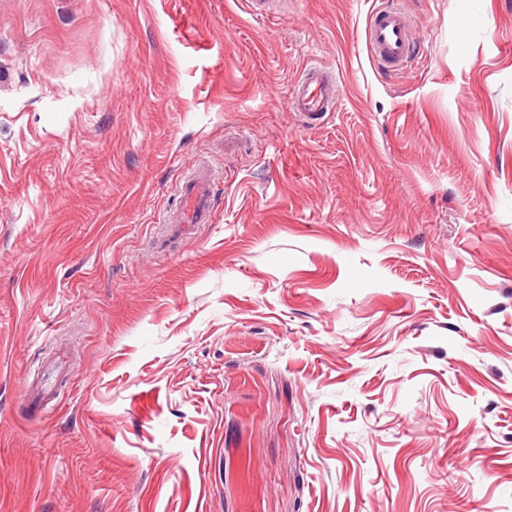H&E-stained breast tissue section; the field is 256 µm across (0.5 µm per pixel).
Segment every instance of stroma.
<instances>
[{
	"instance_id": "obj_1",
	"label": "stroma",
	"mask_w": 512,
	"mask_h": 512,
	"mask_svg": "<svg viewBox=\"0 0 512 512\" xmlns=\"http://www.w3.org/2000/svg\"><path fill=\"white\" fill-rule=\"evenodd\" d=\"M380 2L0 0V512H512V0ZM366 41L370 55L391 68L408 62L414 47L409 19L392 6L372 14L366 26ZM336 83L331 81L321 67H315L308 77L298 84L290 98L295 112L304 117L318 116L328 112L336 100ZM212 212V182L206 171H199L188 178L180 187V206L169 216L173 233H186L195 224H205Z\"/></svg>"
}]
</instances>
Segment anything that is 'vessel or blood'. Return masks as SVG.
<instances>
[{
  "label": "vessel or blood",
  "instance_id": "1",
  "mask_svg": "<svg viewBox=\"0 0 512 512\" xmlns=\"http://www.w3.org/2000/svg\"><path fill=\"white\" fill-rule=\"evenodd\" d=\"M369 52L378 63L393 68L408 62L414 42L411 24L398 8L389 6L372 14L366 26ZM336 99V84L321 68H314L298 84L290 98L294 111L310 118L329 111ZM212 212V182L208 172L193 174L180 187V206L168 218L173 232L182 234L209 221Z\"/></svg>",
  "mask_w": 512,
  "mask_h": 512
}]
</instances>
